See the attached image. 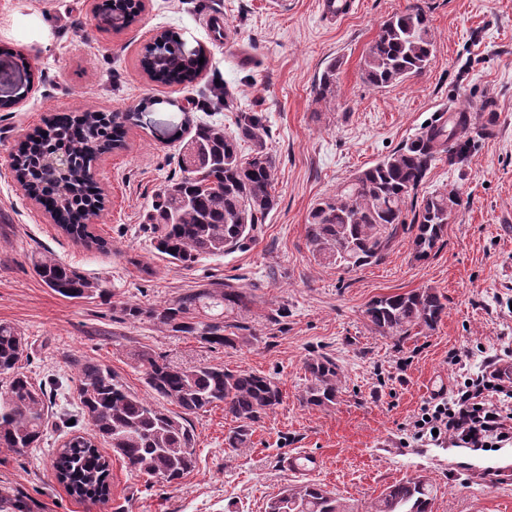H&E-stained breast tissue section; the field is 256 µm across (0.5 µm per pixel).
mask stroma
Returning a JSON list of instances; mask_svg holds the SVG:
<instances>
[{"label":"stroma","mask_w":512,"mask_h":512,"mask_svg":"<svg viewBox=\"0 0 512 512\" xmlns=\"http://www.w3.org/2000/svg\"><path fill=\"white\" fill-rule=\"evenodd\" d=\"M414 1L354 0L331 23L321 0H144L137 21L123 26L94 19L102 0H0V323L25 336L22 370L43 385L49 406L40 447L0 448V492L27 496L33 512H265L284 486L315 481L363 508L421 473L437 486L434 512H512V478H483L489 469L512 475V444L406 446L401 431L426 399L453 385L450 351L479 345L493 355L502 337H512V0H418L432 19L429 68L382 89L368 86L361 66L380 24ZM213 14L223 18V33L208 27ZM168 31L205 49L192 81L162 83L140 65L146 46ZM336 57V96L317 100L314 85ZM219 86L244 111L263 114L278 204L245 249L183 268L155 249L146 213L179 172L187 120L234 130V113L214 96ZM463 108L476 118L474 151L458 164L435 162L419 188L423 196L463 199L429 257H416L404 229L378 263L349 272L318 264L305 238L314 204L425 123ZM87 109L135 114L123 148L94 164L105 207L90 229L106 240L103 251L61 231L9 166L17 144L46 118ZM43 255L109 281L111 303L55 293L33 270ZM220 278L235 279L253 298L244 316L256 336L250 346L211 348L118 310L125 301L160 305ZM419 288L440 294L447 313L428 335L394 346L363 311L375 298ZM144 346L178 362L273 375L283 402L237 449L224 443L235 422L223 408L190 416L196 468L172 484L130 477L99 443L110 460L107 500L72 496L53 462L72 432L91 430L68 423L80 413L74 362L109 366L148 398L132 358ZM317 353L335 357L347 384L328 408L301 401L305 362ZM301 452L318 456L321 468L287 471L284 461Z\"/></svg>","instance_id":"1"}]
</instances>
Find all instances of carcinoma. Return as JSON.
I'll list each match as a JSON object with an SVG mask.
<instances>
[{
	"mask_svg": "<svg viewBox=\"0 0 512 512\" xmlns=\"http://www.w3.org/2000/svg\"><path fill=\"white\" fill-rule=\"evenodd\" d=\"M141 11L140 0H118L112 19L127 24ZM176 34L165 32L161 42L145 49L143 69L155 80L181 83L198 75L199 60L177 50ZM434 50L430 17L419 3L386 19L368 48L361 78L385 88L421 75ZM340 61L325 67L315 84L320 100L336 93ZM224 110L236 113V131L195 123L178 153L180 175L156 193L146 219L155 234L154 248L174 263L192 267L202 258L221 257L242 249L255 237L258 225L277 205L275 159L267 150L263 115L244 112L229 90ZM130 116L85 111L52 122L48 130L22 141L14 154L13 171L31 197L47 198L60 227L70 236L103 250L107 242L89 231L101 200L88 180L89 171L108 145H117ZM470 113L461 110L427 125L414 139L356 172L310 210L305 224L307 245L314 260L346 271L381 261L403 213L417 198L432 165L442 159L464 162L473 144L467 137ZM64 153L69 165L53 182L42 175V163ZM454 193L422 197L414 213L413 245L432 251L444 235ZM36 275L60 296L72 300L111 302L112 291L102 279L80 275L70 266L46 256L34 264ZM246 294L222 279L190 288L162 305L126 302L120 312L131 320H148L174 336H192L211 347L249 345L257 336L239 321L249 311ZM446 304L432 288L382 296L364 311L370 325L399 345L426 335L445 315ZM26 342L21 333L0 323V448L23 452L38 448L45 431L46 391L20 371ZM144 383L157 396L180 408L173 414L132 390L111 368L92 360L76 364L75 390L81 413L92 433L72 436L55 458L56 478L71 495L102 502L108 496V460L96 440L107 443L129 472L146 480L175 483L196 467L195 434L188 416L212 406L238 422L226 442L232 448L250 443L251 424L274 411L283 399L276 377L209 362L179 363L143 347L133 353ZM308 373L303 402L329 406L345 393L340 368L326 354L305 362ZM437 487L429 478L408 477L386 487L370 512H432ZM266 512H356L346 498L318 483L286 486L272 497Z\"/></svg>",
	"mask_w": 512,
	"mask_h": 512,
	"instance_id": "cac0c4a2",
	"label": "carcinoma"
}]
</instances>
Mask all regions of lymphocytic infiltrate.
Masks as SVG:
<instances>
[{"mask_svg":"<svg viewBox=\"0 0 512 512\" xmlns=\"http://www.w3.org/2000/svg\"><path fill=\"white\" fill-rule=\"evenodd\" d=\"M512 356V346L501 354L472 365L471 350L449 352L450 365L461 368L452 391H439L424 401L404 432L420 442L450 443L458 447L499 448L512 443V374L499 367Z\"/></svg>","mask_w":512,"mask_h":512,"instance_id":"1","label":"lymphocytic infiltrate"}]
</instances>
